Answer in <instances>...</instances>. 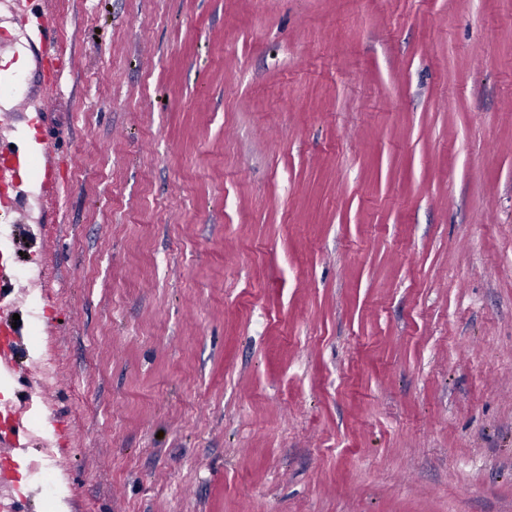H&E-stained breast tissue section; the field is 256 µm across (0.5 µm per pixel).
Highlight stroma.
<instances>
[{
  "mask_svg": "<svg viewBox=\"0 0 512 512\" xmlns=\"http://www.w3.org/2000/svg\"><path fill=\"white\" fill-rule=\"evenodd\" d=\"M0 73V500L512 512V0H0Z\"/></svg>",
  "mask_w": 512,
  "mask_h": 512,
  "instance_id": "1",
  "label": "stroma"
}]
</instances>
